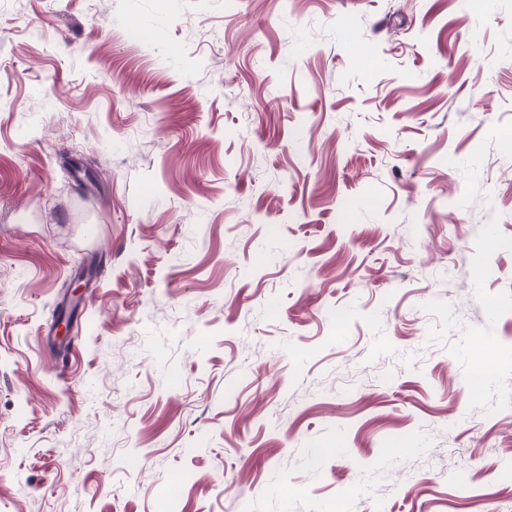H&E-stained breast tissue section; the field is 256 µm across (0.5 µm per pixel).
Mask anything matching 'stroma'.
Listing matches in <instances>:
<instances>
[{
	"mask_svg": "<svg viewBox=\"0 0 512 512\" xmlns=\"http://www.w3.org/2000/svg\"><path fill=\"white\" fill-rule=\"evenodd\" d=\"M0 512H512V0H0ZM477 360L470 377V390L478 391L483 384L488 368L495 362V351L487 342L476 343Z\"/></svg>",
	"mask_w": 512,
	"mask_h": 512,
	"instance_id": "obj_1",
	"label": "stroma"
}]
</instances>
